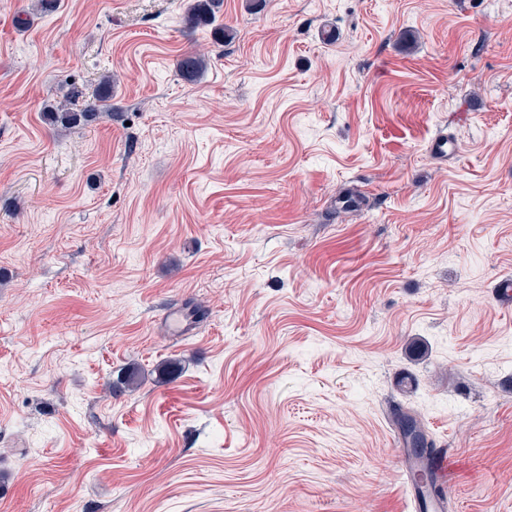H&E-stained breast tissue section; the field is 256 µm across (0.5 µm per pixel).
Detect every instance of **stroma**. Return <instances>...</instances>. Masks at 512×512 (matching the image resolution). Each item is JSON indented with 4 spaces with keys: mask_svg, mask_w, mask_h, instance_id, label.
<instances>
[{
    "mask_svg": "<svg viewBox=\"0 0 512 512\" xmlns=\"http://www.w3.org/2000/svg\"><path fill=\"white\" fill-rule=\"evenodd\" d=\"M189 3L0 0V512H408L393 403L512 512V0ZM222 0H191L183 23L188 31L211 28L214 37L227 43L237 36V30L231 25H216V13ZM207 66V58L195 51L183 54L177 62L181 76L188 81L197 79L207 69ZM82 99V104L79 103ZM43 116L53 127L69 129L76 126H89L96 123L104 113L112 117V77L104 75L92 99H83L82 90L73 85L64 95L58 106H48Z\"/></svg>",
    "mask_w": 512,
    "mask_h": 512,
    "instance_id": "35a3bbf8",
    "label": "stroma"
}]
</instances>
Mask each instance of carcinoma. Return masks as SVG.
I'll list each match as a JSON object with an SVG mask.
<instances>
[{
  "label": "carcinoma",
  "mask_w": 512,
  "mask_h": 512,
  "mask_svg": "<svg viewBox=\"0 0 512 512\" xmlns=\"http://www.w3.org/2000/svg\"><path fill=\"white\" fill-rule=\"evenodd\" d=\"M222 0H191L183 23L187 30L209 28L214 37L225 43L237 36V30L231 25L216 24V13ZM208 66V60L198 52L183 54L177 62L181 76L193 81L197 79ZM112 77L105 75L101 78L92 99H83L82 90L74 85L64 95V101L58 106H50L43 113L46 121L54 126L69 129L76 126H89L97 122L103 114L112 113ZM397 424L402 432L408 436H415V444L426 448V432L417 416L402 412L399 414Z\"/></svg>",
  "instance_id": "carcinoma-1"
}]
</instances>
